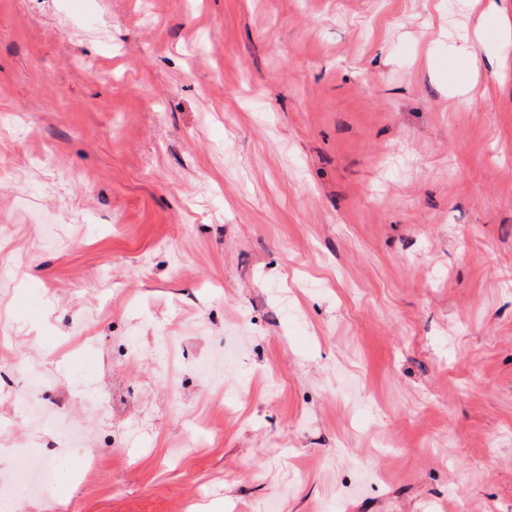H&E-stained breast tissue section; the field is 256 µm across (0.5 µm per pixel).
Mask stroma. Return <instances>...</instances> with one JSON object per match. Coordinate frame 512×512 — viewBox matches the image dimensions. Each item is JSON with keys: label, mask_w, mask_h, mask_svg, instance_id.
<instances>
[{"label": "stroma", "mask_w": 512, "mask_h": 512, "mask_svg": "<svg viewBox=\"0 0 512 512\" xmlns=\"http://www.w3.org/2000/svg\"><path fill=\"white\" fill-rule=\"evenodd\" d=\"M15 499L512 512L502 24L474 0H0Z\"/></svg>", "instance_id": "1"}]
</instances>
